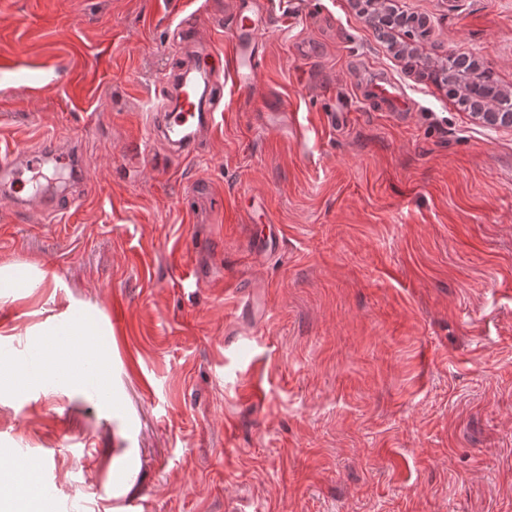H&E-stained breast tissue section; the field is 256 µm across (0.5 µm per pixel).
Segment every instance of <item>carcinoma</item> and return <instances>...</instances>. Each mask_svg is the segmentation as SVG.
<instances>
[{
	"label": "carcinoma",
	"instance_id": "obj_1",
	"mask_svg": "<svg viewBox=\"0 0 512 512\" xmlns=\"http://www.w3.org/2000/svg\"><path fill=\"white\" fill-rule=\"evenodd\" d=\"M359 6L366 23L381 24L386 38L393 29L406 36L419 30L412 15L393 6L380 9L376 7V0H361ZM425 66L427 75L448 87V96L460 110L481 116L489 123L495 113H512V93L499 84L479 59L468 54H451L444 59H429Z\"/></svg>",
	"mask_w": 512,
	"mask_h": 512
}]
</instances>
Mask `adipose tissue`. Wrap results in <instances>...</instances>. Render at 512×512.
<instances>
[{
	"label": "adipose tissue",
	"mask_w": 512,
	"mask_h": 512,
	"mask_svg": "<svg viewBox=\"0 0 512 512\" xmlns=\"http://www.w3.org/2000/svg\"><path fill=\"white\" fill-rule=\"evenodd\" d=\"M40 333L29 347L27 362L17 361L11 351H0V388L66 382L81 392H98L105 406H112L111 375L98 355L103 331L97 316L73 306L66 316L46 320ZM0 512H52V505L18 467L0 471Z\"/></svg>",
	"instance_id": "ef3b65f1"
}]
</instances>
